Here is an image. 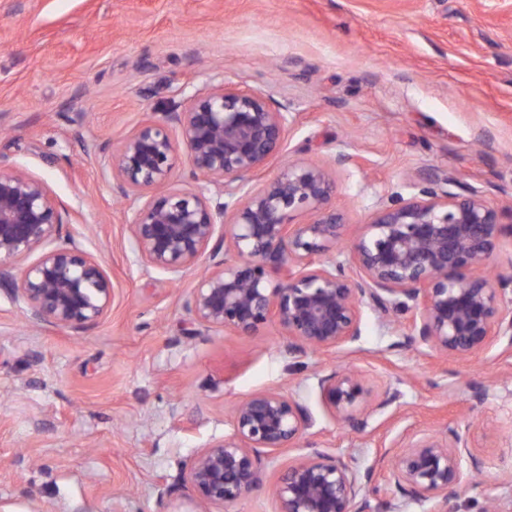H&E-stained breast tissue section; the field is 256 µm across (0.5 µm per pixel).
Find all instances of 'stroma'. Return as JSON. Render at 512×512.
<instances>
[{
	"label": "stroma",
	"instance_id": "stroma-1",
	"mask_svg": "<svg viewBox=\"0 0 512 512\" xmlns=\"http://www.w3.org/2000/svg\"><path fill=\"white\" fill-rule=\"evenodd\" d=\"M228 82L293 120L287 162L336 169L341 261L382 201L423 176L454 177L493 207L512 200V0H0V155L67 209L63 240L102 262L112 303L91 327L29 329L0 294V512H198L179 478L231 434V405L278 389L307 406L297 447L263 453L272 483L309 444L383 484L384 447L451 426L481 463L463 470L460 512H482L475 482L512 512V353L494 345L446 361L402 347L403 317L363 310L335 354L292 357L275 323L251 338L199 329L180 280L143 264L108 152L141 123ZM358 369L371 392L356 430L318 386ZM398 392L379 407L384 392ZM175 486L160 497L162 486ZM262 488L211 512H277Z\"/></svg>",
	"mask_w": 512,
	"mask_h": 512
}]
</instances>
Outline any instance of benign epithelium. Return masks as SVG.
Returning <instances> with one entry per match:
<instances>
[{"mask_svg":"<svg viewBox=\"0 0 512 512\" xmlns=\"http://www.w3.org/2000/svg\"><path fill=\"white\" fill-rule=\"evenodd\" d=\"M288 125V113L272 110L263 94L222 83L141 124L110 154L120 196L158 189L129 220L142 262L179 279L210 261L184 300L199 325L252 337L276 322L286 352L301 356L357 341L367 307L381 318L407 315L405 345L443 359H465L503 339L512 347V275L486 274L501 210L476 192L443 189L455 183L450 176L442 184L426 178L361 225L350 263H326L344 217L329 205L336 183L325 166L289 162L247 186L278 153ZM176 133L193 176L210 191L173 184ZM65 214L43 181L0 160V291L24 304L33 327L94 326L111 304L103 264L61 243ZM300 215L306 220L296 221ZM319 389L334 418L365 427L369 391L358 372L334 371ZM231 420L232 433L199 452L184 477L197 499L215 506L259 488L260 452L295 447L312 424L308 409L279 389L244 397ZM384 458L388 484L430 512H456L451 500L464 464L479 470L454 430L413 437ZM271 492L278 512H379L384 494L370 473L314 445Z\"/></svg>","mask_w":512,"mask_h":512,"instance_id":"1","label":"benign epithelium"}]
</instances>
